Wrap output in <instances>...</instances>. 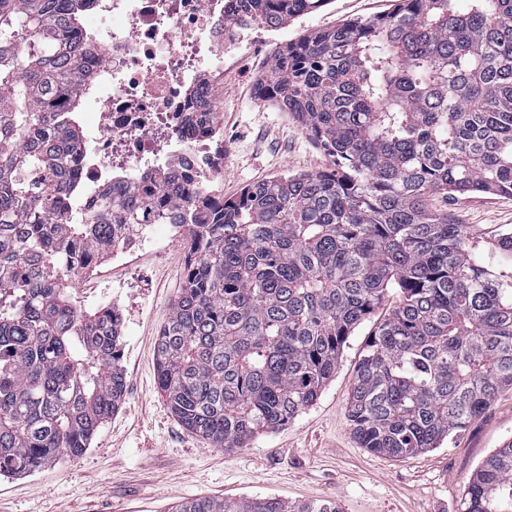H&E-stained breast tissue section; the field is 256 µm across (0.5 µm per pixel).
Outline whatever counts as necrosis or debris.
Listing matches in <instances>:
<instances>
[{"instance_id": "obj_1", "label": "necrosis or debris", "mask_w": 512, "mask_h": 512, "mask_svg": "<svg viewBox=\"0 0 512 512\" xmlns=\"http://www.w3.org/2000/svg\"><path fill=\"white\" fill-rule=\"evenodd\" d=\"M230 0H96L83 31L91 82L77 94L85 208L98 194L127 187L134 176L209 187L223 170L201 126L224 101V60L246 49L250 27L228 24ZM145 219L112 247L125 265L177 234Z\"/></svg>"}]
</instances>
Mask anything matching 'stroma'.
<instances>
[{
  "label": "stroma",
  "instance_id": "obj_1",
  "mask_svg": "<svg viewBox=\"0 0 512 512\" xmlns=\"http://www.w3.org/2000/svg\"><path fill=\"white\" fill-rule=\"evenodd\" d=\"M390 9L391 0H327L225 62L219 115L225 161L217 182L225 198L276 175L312 174L330 166L287 113L256 97V81L277 49ZM434 205L464 225L483 251L496 233L512 228L511 195L476 194L452 204L438 199ZM183 273V243L174 239L162 252L142 254L135 268L107 257L95 273L73 282L79 306L92 310L111 283L138 281L123 328L125 393L81 458L27 477H0V512H170L196 497L267 495L330 499L342 512H460L477 465L512 438V389H505L473 424L440 447L406 458L361 448L346 407L367 340L369 327L363 324L349 337L336 375L319 399L288 426L233 452L212 447L178 422L156 382V339L184 284Z\"/></svg>",
  "mask_w": 512,
  "mask_h": 512
}]
</instances>
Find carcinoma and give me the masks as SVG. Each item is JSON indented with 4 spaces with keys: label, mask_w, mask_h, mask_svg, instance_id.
<instances>
[{
    "label": "carcinoma",
    "mask_w": 512,
    "mask_h": 512,
    "mask_svg": "<svg viewBox=\"0 0 512 512\" xmlns=\"http://www.w3.org/2000/svg\"><path fill=\"white\" fill-rule=\"evenodd\" d=\"M92 0H0V476L74 461L125 392L122 324L69 282L112 250L113 226L171 222L187 188L75 194ZM324 0H235L237 25L281 27ZM279 50L258 96L334 168L278 175L179 220L190 265L157 343L181 425L246 448L312 405L371 320L347 416L361 447H439L512 388V230L477 252L429 206L512 195V0H392ZM394 305L381 317L389 292ZM172 512H341L332 501L202 497ZM461 512H512V440L470 478Z\"/></svg>",
    "instance_id": "carcinoma-1"
}]
</instances>
